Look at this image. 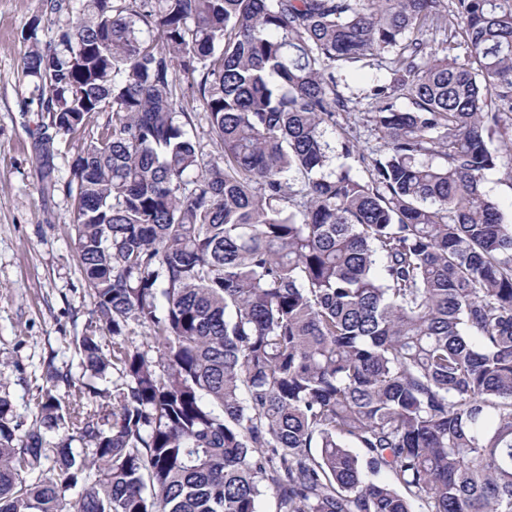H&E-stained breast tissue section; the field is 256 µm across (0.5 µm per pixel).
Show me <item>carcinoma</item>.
<instances>
[{
	"mask_svg": "<svg viewBox=\"0 0 512 512\" xmlns=\"http://www.w3.org/2000/svg\"><path fill=\"white\" fill-rule=\"evenodd\" d=\"M366 60L386 152L327 173ZM21 77L46 190L54 137L112 112L70 166L74 246L95 323L148 342L84 333L119 381L46 390L22 435L0 396V512H512V224L481 190L512 160V0H85ZM59 425L89 447L46 468Z\"/></svg>",
	"mask_w": 512,
	"mask_h": 512,
	"instance_id": "1",
	"label": "carcinoma"
}]
</instances>
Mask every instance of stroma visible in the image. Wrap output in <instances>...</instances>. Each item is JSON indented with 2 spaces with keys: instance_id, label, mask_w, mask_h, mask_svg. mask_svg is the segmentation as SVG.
<instances>
[{
  "instance_id": "35a3bbf8",
  "label": "stroma",
  "mask_w": 512,
  "mask_h": 512,
  "mask_svg": "<svg viewBox=\"0 0 512 512\" xmlns=\"http://www.w3.org/2000/svg\"><path fill=\"white\" fill-rule=\"evenodd\" d=\"M51 12L47 0H0V396L8 398L22 429L40 422L38 402L52 391L68 403L90 388H111L115 374L97 379L85 373L76 339L85 332L93 299L81 286L74 249L72 200L64 185L70 164L110 118L97 114L88 132L57 137L53 164L56 190H43L36 162L35 132L42 122L31 85L19 82L29 35L46 43L59 25L76 21L84 0H61ZM338 90L350 105L337 118L328 139L333 166L349 165L364 174L362 157L383 153L384 142L368 120V95L376 82L390 81L377 66H358L337 73ZM357 146L356 155L341 151L344 137ZM62 374L47 387V366Z\"/></svg>"
}]
</instances>
